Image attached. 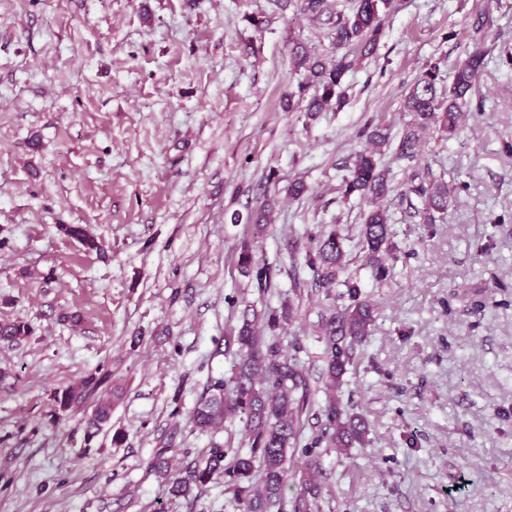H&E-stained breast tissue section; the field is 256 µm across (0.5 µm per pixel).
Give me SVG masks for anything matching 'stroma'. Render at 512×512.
<instances>
[{
  "label": "stroma",
  "mask_w": 512,
  "mask_h": 512,
  "mask_svg": "<svg viewBox=\"0 0 512 512\" xmlns=\"http://www.w3.org/2000/svg\"><path fill=\"white\" fill-rule=\"evenodd\" d=\"M381 19L344 106L312 115L285 108L290 52L333 46L291 2L0 0V321L32 328L0 342V512H239L223 480L175 498L148 462L164 445L247 451L239 420L215 434L188 421L229 372L220 345L245 306L293 302L280 341L300 345L323 403L319 323L342 290L293 286L320 230L341 235L375 322L336 392L369 443L320 448L319 512H512V0H391ZM478 47L461 130L422 145L423 178L456 189L449 220L424 224L400 193L404 98L435 62L447 91ZM376 125L396 245L382 281L359 243L367 205L339 190ZM268 198L263 235L232 223ZM246 240L276 270L267 290L236 268ZM100 368L117 396L88 442L84 410L53 396Z\"/></svg>",
  "instance_id": "obj_1"
}]
</instances>
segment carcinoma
Masks as SVG:
<instances>
[{"mask_svg": "<svg viewBox=\"0 0 512 512\" xmlns=\"http://www.w3.org/2000/svg\"><path fill=\"white\" fill-rule=\"evenodd\" d=\"M389 0H353L350 12L333 10L330 0H297V8L311 21L329 27V35L340 53L335 56H312L303 47H295L292 63L295 70L305 72L298 85V99H306L305 111L321 112L328 106L338 109L345 104L342 82L356 69L362 58L374 52L383 35L381 13ZM485 54L479 48L469 53L455 70L448 85V96L438 94L440 67L429 65L405 95V109L413 120L406 126L397 148L399 158L414 162L420 159V147L426 131L436 129L453 136L460 128L462 109L477 85L484 68ZM314 94L309 96V89ZM346 174L339 187L343 197L357 195L368 202L360 227L366 264L375 279L389 275L388 256L393 249L389 216L383 200L392 191L388 172L378 166L375 151L354 154L344 165ZM419 173H412L404 183L402 195L414 194L422 201L415 215L425 224L436 221L435 214L448 213L452 190L445 182H417ZM272 207L266 202L243 216L231 215L235 223L250 225L259 235L270 224ZM62 231L80 242L88 251H101L100 243L79 224L62 226ZM311 272V287L329 288L339 284L346 288L348 303L341 306L322 323L323 367L320 381L325 400L315 419L319 429L309 443L298 448L304 427L303 416L309 413V378L299 367L297 358L286 354L277 330L292 317V306L263 314L243 312L240 323L224 337V350L233 351L231 376H210L189 415V422L202 432H215L224 420L237 417L248 436L249 450L241 453L228 443L215 442L206 451L190 460L182 459L172 466L169 449L158 448L149 461V469L169 487L175 497L197 498L211 481L224 479V492L242 506L243 512H281L285 499L286 463L301 450L306 458L299 492L292 501V512H315L320 489L309 475L318 468L316 449L325 446L339 454L354 445L368 443L366 420L350 413L336 399V389L348 367L353 364L357 347L371 336L373 309L362 296L361 286L345 274L346 263L340 235L332 230L319 236V245L303 256ZM241 275L251 278L258 289L272 286L274 270L259 260L248 241H243L237 258ZM32 333L29 324L21 321L0 322V341L15 342ZM111 373H94L80 383L54 395L62 410L93 401L86 420L85 440L91 441L112 416L113 397Z\"/></svg>", "mask_w": 512, "mask_h": 512, "instance_id": "carcinoma-1", "label": "carcinoma"}]
</instances>
